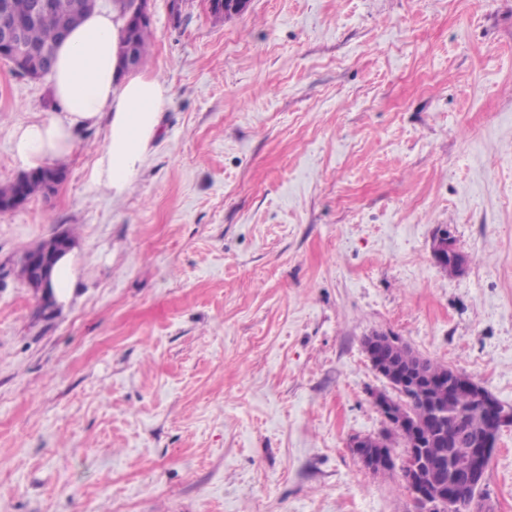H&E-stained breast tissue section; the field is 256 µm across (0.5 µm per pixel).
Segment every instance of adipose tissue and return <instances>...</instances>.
Here are the masks:
<instances>
[{"mask_svg":"<svg viewBox=\"0 0 512 512\" xmlns=\"http://www.w3.org/2000/svg\"><path fill=\"white\" fill-rule=\"evenodd\" d=\"M120 28L114 15L95 11L60 42L51 85L56 111L12 130L14 157L22 169L67 161L80 132L102 124L106 144L91 181L114 196L127 191L158 132L171 89L158 78L121 72Z\"/></svg>","mask_w":512,"mask_h":512,"instance_id":"obj_1","label":"adipose tissue"}]
</instances>
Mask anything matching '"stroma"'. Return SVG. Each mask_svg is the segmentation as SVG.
Instances as JSON below:
<instances>
[{
  "label": "stroma",
  "mask_w": 512,
  "mask_h": 512,
  "mask_svg": "<svg viewBox=\"0 0 512 512\" xmlns=\"http://www.w3.org/2000/svg\"><path fill=\"white\" fill-rule=\"evenodd\" d=\"M172 105L126 193L104 127L0 214V512H416L351 439L399 336L512 406V0H151ZM50 79L0 60V185ZM448 228L463 272L434 261ZM75 241L44 300L22 255ZM512 512V427L483 484Z\"/></svg>",
  "instance_id": "stroma-1"
}]
</instances>
